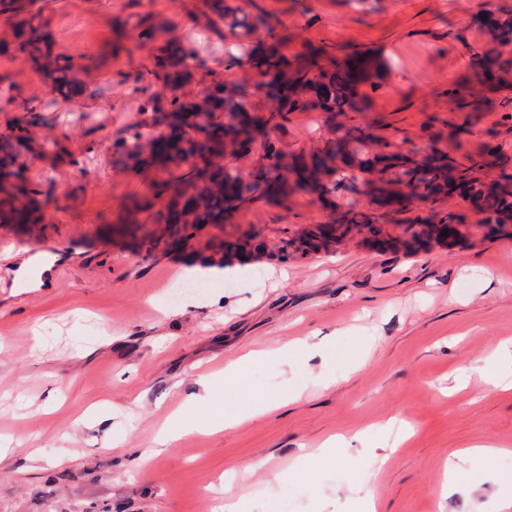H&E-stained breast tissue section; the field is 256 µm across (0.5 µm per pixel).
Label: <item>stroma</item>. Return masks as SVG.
Masks as SVG:
<instances>
[{
  "instance_id": "stroma-1",
  "label": "stroma",
  "mask_w": 512,
  "mask_h": 512,
  "mask_svg": "<svg viewBox=\"0 0 512 512\" xmlns=\"http://www.w3.org/2000/svg\"><path fill=\"white\" fill-rule=\"evenodd\" d=\"M258 14L287 27V52L310 43L334 54L369 51L386 72L354 122L402 149H421L429 125L458 156L498 129L500 164L512 172V120L484 96L468 135L451 134L463 113L448 110L470 51L483 47L479 9L512 0H255ZM202 0H55L47 12L57 52L85 59V96L63 99L22 55L0 56V100L35 98L50 121L38 134L64 141L62 161L35 157L28 180L54 197L41 224L0 223V512H224L226 493L244 512H360L354 490H370L376 512H495L512 475V391L491 380L512 373V238L476 235L417 249H373L355 234L320 253L241 261L235 285L214 281L173 304L181 253L135 252L110 228L146 191L147 174L119 165L112 143L141 121L143 93L119 81L144 68L133 38L112 55L114 26L151 11L196 44L204 69L225 84L253 83L231 67L234 39L218 41ZM318 112L289 115L288 149L321 146ZM328 220L315 198L255 204L226 232L268 239ZM38 255L50 279L19 270ZM306 343L287 364L279 350ZM261 352L240 385L224 368ZM212 375L202 388V375ZM299 401L243 416V397L263 404L283 392ZM221 420L222 431L196 430ZM173 440L151 448L161 427ZM343 440V461L322 450ZM499 447L491 461L470 447ZM149 452L129 465L130 450ZM456 471H449V463Z\"/></svg>"
}]
</instances>
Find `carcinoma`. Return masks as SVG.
Masks as SVG:
<instances>
[{"label": "carcinoma", "mask_w": 512, "mask_h": 512, "mask_svg": "<svg viewBox=\"0 0 512 512\" xmlns=\"http://www.w3.org/2000/svg\"><path fill=\"white\" fill-rule=\"evenodd\" d=\"M210 32L218 40L230 33L239 41L251 38L256 24L249 19L248 0H207ZM48 0H0V55L21 54L45 78L50 92L62 98L85 93L80 75L86 66L55 52L46 30L44 11ZM267 42L248 57L256 71L252 86L228 87L214 77L201 90L191 89L197 51L177 37L150 12L136 14L132 31L139 42L150 46L149 65L143 71L125 73L121 82L134 83L133 91H145L146 80L161 84L162 92L147 97L141 112L148 117L129 128L130 135L117 138L113 150L126 168L151 175L148 192L135 203V218L119 229L135 235L143 226L153 229L139 239V247L155 251L160 246L197 248V233L205 226L217 230L228 253H240L254 237L224 240V221L260 200L282 203L294 193L315 196L331 209L334 238L366 229L377 235L378 224L411 228L410 240L419 242L442 236L454 224L470 228L512 224V173L491 175L489 148L467 156V162L442 148L439 136L428 134L423 151L392 149L388 142L372 143L370 136L353 124L352 114L362 111L367 92L379 86L384 67L371 53L354 52L340 61H322L325 50L307 45L293 54L283 51L288 33L277 24L262 22ZM487 44L471 50L470 80L448 91V102L458 112L481 111V92L512 82V15L504 10L483 21ZM270 106L259 110L251 97L259 92ZM25 116L0 131V223L37 224L43 220L51 199H39L41 191L25 177L23 159L38 156L44 145L35 135L43 125L42 108L22 103ZM322 112L336 120L333 136L309 153L290 151L278 137L288 115ZM253 144L258 152L252 178L236 162L243 155L235 147ZM468 201L477 216L469 224L464 213H448L441 204L452 196ZM372 205L358 209L359 197ZM395 197L419 202L418 210L393 209ZM279 250L296 252V242L307 245L303 254L317 251L326 241L315 233L297 236L280 230Z\"/></svg>", "instance_id": "obj_1"}]
</instances>
